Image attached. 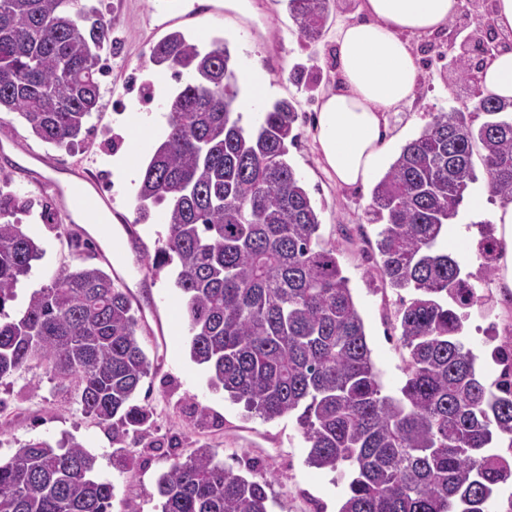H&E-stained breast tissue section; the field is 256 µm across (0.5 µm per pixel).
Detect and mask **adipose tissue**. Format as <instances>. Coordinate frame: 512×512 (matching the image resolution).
Segmentation results:
<instances>
[{"mask_svg":"<svg viewBox=\"0 0 512 512\" xmlns=\"http://www.w3.org/2000/svg\"><path fill=\"white\" fill-rule=\"evenodd\" d=\"M464 0H361L363 19L336 32L335 90L322 97L314 139L326 171L337 184L354 186L372 178L388 146L389 111L411 101L418 67L409 37L447 30ZM485 94L512 102V48L488 62ZM502 245L499 297L512 299V203L493 215Z\"/></svg>","mask_w":512,"mask_h":512,"instance_id":"adipose-tissue-1","label":"adipose tissue"}]
</instances>
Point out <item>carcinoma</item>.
I'll return each mask as SVG.
<instances>
[{
  "instance_id": "cac0c4a2",
  "label": "carcinoma",
  "mask_w": 512,
  "mask_h": 512,
  "mask_svg": "<svg viewBox=\"0 0 512 512\" xmlns=\"http://www.w3.org/2000/svg\"><path fill=\"white\" fill-rule=\"evenodd\" d=\"M332 0H287L299 37L325 32ZM112 28L83 0H0V114H18L33 135L72 146L99 111L102 52ZM151 61L186 77L167 106L169 132L151 155L136 195L140 219L164 206L167 235L153 266L176 264L186 297L191 359L211 384L266 420L295 411L307 462L348 477L339 512H490L495 489L512 482V371L491 385L460 340L462 310L496 269L493 233L478 245V271L462 273L443 248L448 224L477 181L479 155L490 192L512 202V105L484 94L479 68L453 64L472 83L475 111L432 115L373 189L368 221L382 224L378 272L412 294L397 311L408 351L400 395L383 393L364 322L336 251L301 177L288 161L298 134L292 102L241 125L240 88L220 42L204 50L176 30ZM0 179V313L43 255L13 217L35 193ZM128 290L98 266L56 272L27 305L0 322V378L32 361L61 390L75 387L82 411L112 423V443L145 441L152 412L136 403L151 361L138 339ZM80 443L30 441L0 462V512H112L113 487L93 475ZM247 478L196 448L159 478L162 512H269L268 479Z\"/></svg>"
}]
</instances>
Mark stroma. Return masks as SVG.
<instances>
[{
    "label": "stroma",
    "instance_id": "obj_1",
    "mask_svg": "<svg viewBox=\"0 0 512 512\" xmlns=\"http://www.w3.org/2000/svg\"><path fill=\"white\" fill-rule=\"evenodd\" d=\"M361 0H335L327 29L321 39L300 40L286 0H253L251 16L227 12L224 0H185L190 19L177 28L201 47L225 43L235 69L260 63L268 75L270 101L297 103V142L289 149L290 164L301 176L320 215L321 234L334 247L342 272L364 320L372 359L388 395L397 394L405 381L408 359L399 341L395 320L398 293L382 281L375 247L379 225L369 223L366 210L371 186L345 187L325 172L313 134L317 105L332 84L336 72L327 51L337 26L356 16ZM112 28L115 48L108 55L102 82V108L89 121L90 131L72 148H58L31 135L26 122L14 117L13 146L7 154L13 168L10 188L29 190V178L19 166H32L47 186L72 177L98 185L112 202L113 219L132 218L133 242L125 243L112 272L130 290L132 307L141 321L138 330L152 367L141 384L136 401L149 404L151 447H135L136 463L123 468L114 453L112 427L85 415L76 402V391L61 392L44 366L32 362L0 380V458L8 459L24 443L46 440L58 445L69 439L82 443L96 458L98 479L114 487L112 512H161L156 484L174 455H189L195 448L212 449L217 462L244 473L243 458L258 459L269 472L270 512H338L345 487L335 473L311 467L308 450L295 415L274 420L247 412L223 390L208 383L204 366L194 363L188 350L189 334L185 298L175 286L177 270L150 265L167 233L162 208L151 210L148 220L135 222L136 192L140 175L121 166L133 155L147 162L167 132L165 104L180 88L171 74H158L149 61L151 47L169 28V16L159 0H90ZM420 57V83L412 102L389 113L391 142L386 160L394 162L401 148L420 134L432 113L470 104V87L450 63L447 44L430 42ZM46 158L35 165L34 156ZM498 198L485 201L480 218L461 209L463 226L459 243L448 251L462 263L463 271H476L477 244L486 223L499 206ZM20 223L45 251L22 278L7 313H16L34 289L49 282L57 270L80 263L66 236L57 234L38 213L19 215ZM495 279L478 285L480 302L469 309L461 339L475 357L477 376L492 383L499 373L490 358L493 345L512 342V306L497 296Z\"/></svg>",
    "mask_w": 512,
    "mask_h": 512
}]
</instances>
